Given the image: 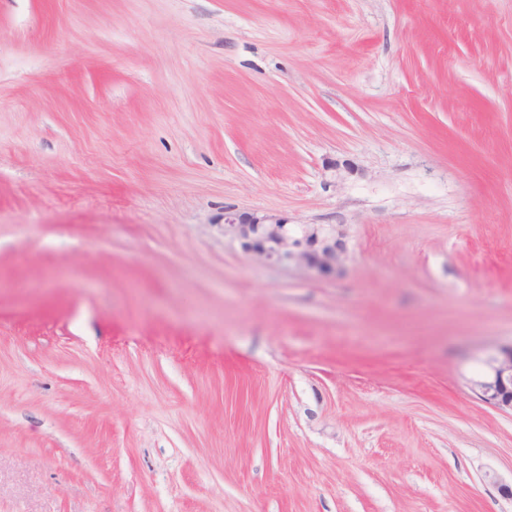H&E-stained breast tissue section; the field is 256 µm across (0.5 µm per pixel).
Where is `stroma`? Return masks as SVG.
Returning <instances> with one entry per match:
<instances>
[{
	"label": "stroma",
	"mask_w": 512,
	"mask_h": 512,
	"mask_svg": "<svg viewBox=\"0 0 512 512\" xmlns=\"http://www.w3.org/2000/svg\"><path fill=\"white\" fill-rule=\"evenodd\" d=\"M511 341L512 0H0V512H512ZM301 238L290 235L288 224L270 221L251 214L224 215V228H229L248 252L258 259L296 263L318 274H329L340 264L336 235L319 224H306ZM488 374L474 381L481 399L500 411L512 413V341L498 346L485 359Z\"/></svg>",
	"instance_id": "35a3bbf8"
}]
</instances>
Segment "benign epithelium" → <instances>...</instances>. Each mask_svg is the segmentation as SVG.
Masks as SVG:
<instances>
[{
  "instance_id": "benign-epithelium-1",
  "label": "benign epithelium",
  "mask_w": 512,
  "mask_h": 512,
  "mask_svg": "<svg viewBox=\"0 0 512 512\" xmlns=\"http://www.w3.org/2000/svg\"><path fill=\"white\" fill-rule=\"evenodd\" d=\"M224 227L258 259L293 262L318 274H329L340 264L336 235L319 224L304 225L303 235H290L288 224L251 214H224ZM488 374L473 382L481 399L500 411L512 412V343L501 345L485 359Z\"/></svg>"
}]
</instances>
